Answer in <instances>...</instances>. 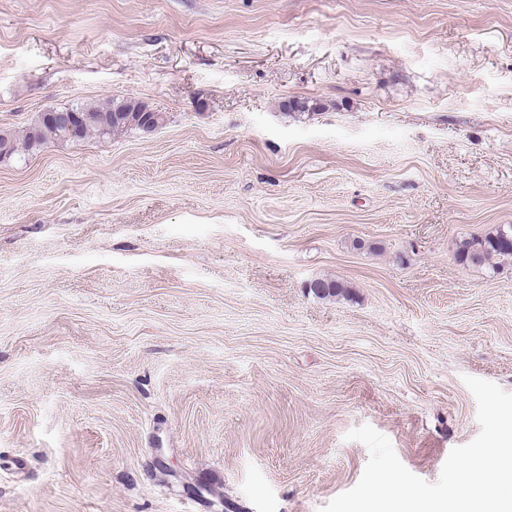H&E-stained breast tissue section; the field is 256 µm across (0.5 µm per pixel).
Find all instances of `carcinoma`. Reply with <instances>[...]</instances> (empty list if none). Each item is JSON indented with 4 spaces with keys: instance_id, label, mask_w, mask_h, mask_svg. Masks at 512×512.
I'll return each instance as SVG.
<instances>
[{
    "instance_id": "obj_1",
    "label": "carcinoma",
    "mask_w": 512,
    "mask_h": 512,
    "mask_svg": "<svg viewBox=\"0 0 512 512\" xmlns=\"http://www.w3.org/2000/svg\"><path fill=\"white\" fill-rule=\"evenodd\" d=\"M76 112L83 121L72 131L38 115L20 136L0 131V159L10 158L21 151H32L46 144H65L96 136L110 138L128 131L144 132L143 126L158 128L166 115L135 100L114 99L107 104L83 103L67 108ZM512 261V224H503L491 234L473 236L461 241L456 260L463 265L484 266L491 259Z\"/></svg>"
}]
</instances>
